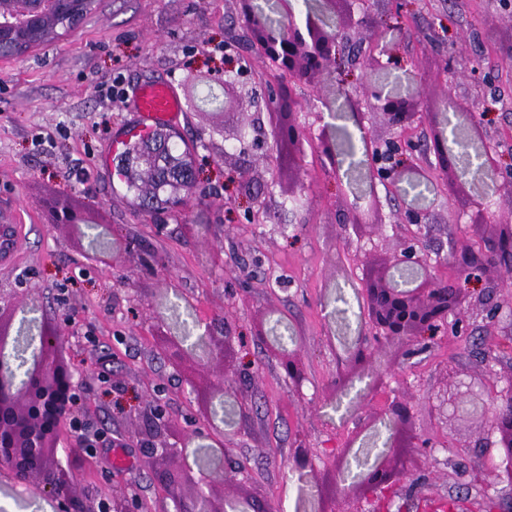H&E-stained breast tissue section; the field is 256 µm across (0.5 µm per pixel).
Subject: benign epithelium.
Instances as JSON below:
<instances>
[{"instance_id": "benign-epithelium-1", "label": "benign epithelium", "mask_w": 512, "mask_h": 512, "mask_svg": "<svg viewBox=\"0 0 512 512\" xmlns=\"http://www.w3.org/2000/svg\"><path fill=\"white\" fill-rule=\"evenodd\" d=\"M74 4L76 0H23L21 6L0 12V41L7 35L16 38L22 56L32 40L45 31L46 25L62 14H67L71 23L80 22ZM349 4L351 0H319L314 5L338 17L334 29L298 24L275 28L267 21L255 20L259 12L253 0H235L260 52L293 78L308 84L336 81V45L349 37L352 21ZM397 43V33L384 35L376 39L364 58L376 70L387 68L389 63L382 62V57H392ZM224 87L232 90L229 103L234 107L245 112L252 106L245 92L246 84L239 78L224 81ZM362 96L376 102L377 115L388 128V134L381 136L358 123L369 161L368 179L403 192L408 186L414 189L421 186L424 180L421 168L405 162L413 152V141L403 137L419 120L430 125V150L438 175L448 177V198L466 191L463 176L457 172L458 162L448 153L447 114L418 111L422 96L390 92L378 79L365 80ZM280 133L288 141V147L300 149L301 132L293 121V110L282 113ZM468 234L469 241L451 246L450 256L461 272L481 275L488 292L508 291L498 307L508 306L501 321L512 327V290L506 289L499 276L505 265L512 262V217L493 224H471ZM432 268L431 255L420 246L417 238L411 237L403 240L383 265L369 275L371 282L365 289L368 331L360 334L354 346L347 350L342 359L347 367L361 371L369 367L380 352L391 347H400L408 354L418 345L441 341L450 334L467 333L469 323L461 316V311L466 307H480L482 299L433 277ZM451 316L454 322L450 324ZM39 334L38 356L46 359L58 345L59 328L45 322ZM233 342L234 337L225 336L220 346L212 350V357L224 360L226 368L235 363L231 354ZM281 367L289 379L301 383L303 372L297 358H282ZM445 379L450 391L439 400L436 411L443 416L476 419L495 437L499 456L495 472L492 475L477 473L474 482L491 479L503 491L511 493L512 365L507 376L509 393L493 402L488 399L489 389L482 375L465 381L451 369ZM74 400L69 371L52 366L43 374L30 372L19 382L12 363L0 357V469L27 492L56 497L60 512H139V502L134 497L110 502L103 499L95 504L84 502L72 493L69 470L53 465L49 448L65 406L72 405ZM385 414L396 429L400 450L370 468L360 482L345 491L348 497L366 499L377 492L396 489L421 464L420 459L402 454L401 449L433 447L432 439L413 426V414L404 400L394 398L388 403ZM143 425L151 443L149 457L159 455L173 463V468L164 473L162 484L176 504L175 512H227L239 501L236 496L212 495L214 480L205 476L195 479L182 451L163 442L167 423L160 409L155 408L145 416Z\"/></svg>"}]
</instances>
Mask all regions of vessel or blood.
I'll return each instance as SVG.
<instances>
[{"mask_svg":"<svg viewBox=\"0 0 512 512\" xmlns=\"http://www.w3.org/2000/svg\"><path fill=\"white\" fill-rule=\"evenodd\" d=\"M129 97L138 122L122 130L115 144H122L131 137L145 135L158 129H171L178 125L183 112L176 86L168 80H150L133 86Z\"/></svg>","mask_w":512,"mask_h":512,"instance_id":"1","label":"vessel or blood"}]
</instances>
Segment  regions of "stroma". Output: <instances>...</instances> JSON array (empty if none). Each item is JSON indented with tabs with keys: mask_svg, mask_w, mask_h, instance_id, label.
Returning a JSON list of instances; mask_svg holds the SVG:
<instances>
[{
	"mask_svg": "<svg viewBox=\"0 0 512 512\" xmlns=\"http://www.w3.org/2000/svg\"><path fill=\"white\" fill-rule=\"evenodd\" d=\"M364 35L384 24L401 31L397 50L406 64L388 80L403 92L423 91L427 105L442 107L445 87L457 101L473 103L485 141L502 166L512 167V5L500 0H354ZM330 96L295 81L249 45L231 0H97L95 10L61 40L15 59H0V217L16 222L19 251L0 267V305L16 319L38 312L59 321V351L74 375L79 397L74 415L105 431L128 463L114 465L62 424L57 454L62 464L79 455L73 490L99 501L136 496L143 512H172L147 458L140 414L147 403L162 408L168 442L205 461L206 475L236 472L234 495L270 505L295 503L300 486L318 485L328 512H376L379 498L353 506L342 490L353 478L343 460L373 462L390 435L375 406L388 395L411 397L415 422L432 438L434 464L389 500L390 512H484L485 496L471 490L472 475L489 470L496 450L476 422L445 421L433 413L446 370L462 378L479 374L483 354L496 348L498 379L512 358V338L488 335L486 315L470 314L472 329L402 360L382 355L370 392L340 364L344 337L364 319V271L377 267L407 227L391 212H427L424 232L441 256L433 274L457 279L443 261L449 233L470 221L449 203L442 181L422 194L370 191L363 179V142L349 107L362 71ZM242 70L258 97L246 113H225L226 71ZM175 82L183 104L177 129L198 169L197 186L184 208L149 215L134 208L115 175L112 142L130 126L129 103L103 106L98 86L121 79L131 88L143 79ZM298 102L304 135L300 156L289 159L278 138L279 93ZM213 101H206V94ZM247 126L244 142L224 137L225 127ZM327 136L338 166L318 148ZM468 181L489 213L512 212V180L490 177L471 164ZM376 193L377 221L387 238L374 248L369 227L347 216L357 199ZM83 214L100 237L89 241L56 223L55 208ZM272 321L282 336L251 341ZM192 337L212 331L245 337L237 368L224 370L208 346L167 347L179 329ZM296 354L305 380L295 387L280 368V350ZM243 397L250 413L241 430L220 423L215 404L230 409ZM303 448L315 468L296 471Z\"/></svg>",
	"mask_w": 512,
	"mask_h": 512,
	"instance_id": "stroma-1",
	"label": "stroma"
}]
</instances>
